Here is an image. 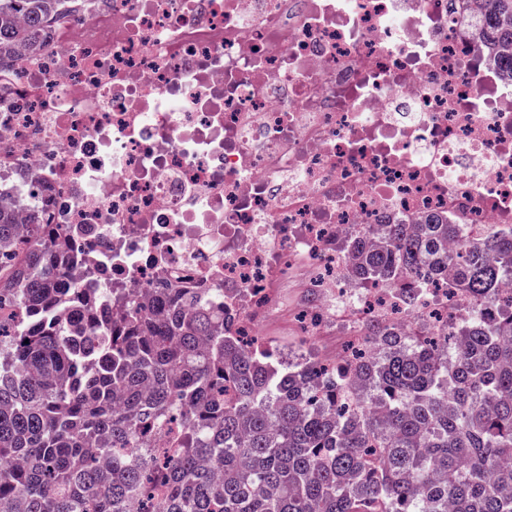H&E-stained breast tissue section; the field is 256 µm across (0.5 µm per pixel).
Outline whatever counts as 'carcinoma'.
Returning <instances> with one entry per match:
<instances>
[{"label": "carcinoma", "instance_id": "cac0c4a2", "mask_svg": "<svg viewBox=\"0 0 512 512\" xmlns=\"http://www.w3.org/2000/svg\"><path fill=\"white\" fill-rule=\"evenodd\" d=\"M67 2L0 0V55L36 52ZM473 2L478 38L512 55V0ZM380 228L344 245L359 281L477 304L419 330L379 316L374 350L285 364L191 288L148 310L65 282L60 230L30 224L21 245L0 208V512H512V228ZM169 426L170 450L143 435Z\"/></svg>", "mask_w": 512, "mask_h": 512}]
</instances>
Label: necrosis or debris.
Listing matches in <instances>:
<instances>
[{
	"mask_svg": "<svg viewBox=\"0 0 512 512\" xmlns=\"http://www.w3.org/2000/svg\"><path fill=\"white\" fill-rule=\"evenodd\" d=\"M471 0H74L0 60V204L57 224L62 278L140 302L225 289L249 331L296 271L394 304L340 246L438 215L512 227V59Z\"/></svg>",
	"mask_w": 512,
	"mask_h": 512,
	"instance_id": "necrosis-or-debris-1",
	"label": "necrosis or debris"
}]
</instances>
